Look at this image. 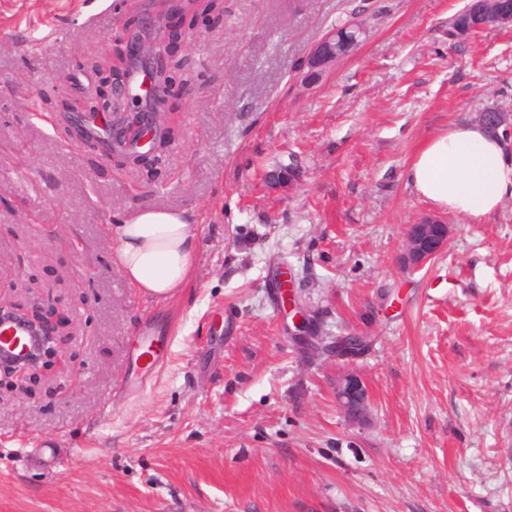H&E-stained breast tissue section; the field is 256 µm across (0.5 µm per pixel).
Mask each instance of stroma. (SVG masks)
<instances>
[{
  "label": "stroma",
  "mask_w": 512,
  "mask_h": 512,
  "mask_svg": "<svg viewBox=\"0 0 512 512\" xmlns=\"http://www.w3.org/2000/svg\"><path fill=\"white\" fill-rule=\"evenodd\" d=\"M469 0H220L176 19L146 163L76 140L63 103L159 0H0V298L65 314L46 370L0 385V512H512V199L418 270L432 215L406 171L439 130L512 113V26L449 37ZM365 10L354 51L306 83L314 44ZM299 178L281 188L268 174ZM184 210L199 246L173 298L113 263L108 225ZM287 267L353 364L305 356ZM164 354L145 372L144 339ZM354 371L364 422L336 403ZM449 225L425 216L411 224L406 236L405 267L419 269L439 256L448 245Z\"/></svg>",
  "instance_id": "stroma-1"
}]
</instances>
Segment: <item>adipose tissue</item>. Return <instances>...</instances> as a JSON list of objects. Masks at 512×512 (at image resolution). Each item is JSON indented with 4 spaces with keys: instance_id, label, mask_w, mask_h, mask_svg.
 I'll use <instances>...</instances> for the list:
<instances>
[{
    "instance_id": "adipose-tissue-1",
    "label": "adipose tissue",
    "mask_w": 512,
    "mask_h": 512,
    "mask_svg": "<svg viewBox=\"0 0 512 512\" xmlns=\"http://www.w3.org/2000/svg\"><path fill=\"white\" fill-rule=\"evenodd\" d=\"M407 177L435 210L477 221L512 197V147L481 124L453 126L417 149ZM108 233L116 265L145 297L172 298L194 273L198 238L185 212L145 209Z\"/></svg>"
}]
</instances>
